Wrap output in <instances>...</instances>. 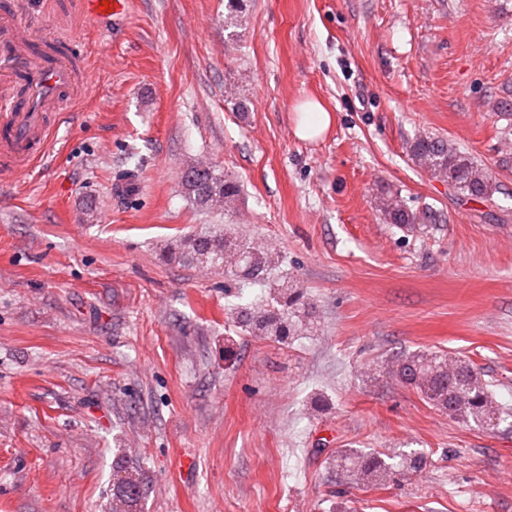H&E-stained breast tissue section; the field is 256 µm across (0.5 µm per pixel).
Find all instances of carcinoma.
<instances>
[{"label":"carcinoma","instance_id":"cac0c4a2","mask_svg":"<svg viewBox=\"0 0 512 512\" xmlns=\"http://www.w3.org/2000/svg\"><path fill=\"white\" fill-rule=\"evenodd\" d=\"M409 151L414 158L425 161L428 170L437 178L446 179L451 186L463 193L484 198L492 190L487 172L479 167L465 153L457 150L447 141L431 135L419 136L410 143ZM185 188L195 202L202 207L217 198L228 202L239 192L238 185L224 179L210 168L191 167L183 176ZM392 224H413L416 216L404 208L391 206L386 210ZM245 244L237 235L226 229L224 234L210 237H188L180 241L178 254L189 264L206 262L211 265L234 266L237 256ZM250 261L253 270L267 269L277 264L274 254L256 246H250ZM276 298L293 309L289 319L265 306L237 313L240 323L255 336H274L288 339L312 333L314 320L309 310L300 303L302 294L298 286L288 280L274 283ZM412 358L422 364L424 378L410 377L403 382L415 388L422 398L434 407L448 413V416L477 427L494 428L505 420L503 409L497 405L481 378L474 363L457 357L447 361L442 356L414 354ZM340 466L348 468L361 480L379 483L393 475H402L417 469L421 457L406 456L396 464L363 454L357 450L341 453Z\"/></svg>","mask_w":512,"mask_h":512}]
</instances>
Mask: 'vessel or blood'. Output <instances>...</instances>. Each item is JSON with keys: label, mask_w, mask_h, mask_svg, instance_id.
<instances>
[{"label": "vessel or blood", "mask_w": 512, "mask_h": 512, "mask_svg": "<svg viewBox=\"0 0 512 512\" xmlns=\"http://www.w3.org/2000/svg\"><path fill=\"white\" fill-rule=\"evenodd\" d=\"M20 0H0V172L28 173L59 112L89 79L72 42L34 39L16 19Z\"/></svg>", "instance_id": "vessel-or-blood-1"}]
</instances>
